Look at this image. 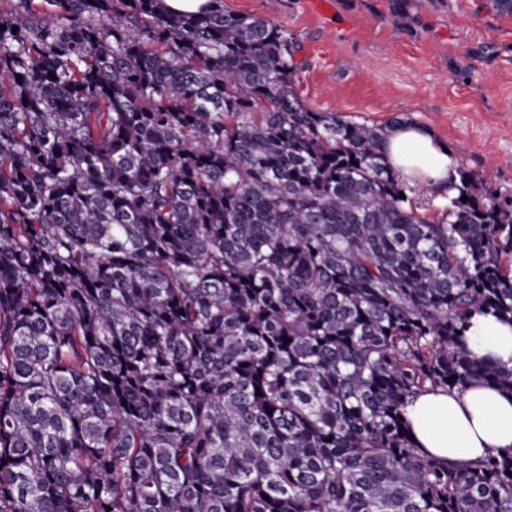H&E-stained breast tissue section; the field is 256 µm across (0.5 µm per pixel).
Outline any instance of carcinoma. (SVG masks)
<instances>
[{
    "instance_id": "1",
    "label": "carcinoma",
    "mask_w": 512,
    "mask_h": 512,
    "mask_svg": "<svg viewBox=\"0 0 512 512\" xmlns=\"http://www.w3.org/2000/svg\"><path fill=\"white\" fill-rule=\"evenodd\" d=\"M2 25L0 512H512V449L406 420L512 394L467 346L512 316V197L461 168L424 216L381 151L409 119L310 110L295 37L221 0ZM406 411L415 444L438 460L469 462L512 447V396L492 385L425 392Z\"/></svg>"
}]
</instances>
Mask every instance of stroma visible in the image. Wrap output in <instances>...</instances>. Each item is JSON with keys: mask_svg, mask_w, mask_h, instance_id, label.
Segmentation results:
<instances>
[{"mask_svg": "<svg viewBox=\"0 0 512 512\" xmlns=\"http://www.w3.org/2000/svg\"><path fill=\"white\" fill-rule=\"evenodd\" d=\"M292 33L295 90L316 112L382 125L406 117L459 164L512 195V16L493 0H223Z\"/></svg>", "mask_w": 512, "mask_h": 512, "instance_id": "obj_1", "label": "stroma"}]
</instances>
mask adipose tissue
Listing matches in <instances>:
<instances>
[{
	"label": "adipose tissue",
	"mask_w": 512,
	"mask_h": 512,
	"mask_svg": "<svg viewBox=\"0 0 512 512\" xmlns=\"http://www.w3.org/2000/svg\"><path fill=\"white\" fill-rule=\"evenodd\" d=\"M382 151L408 185H447L458 177V158L429 128L408 122L392 129ZM477 358L512 366V322L474 313L467 333ZM417 447L445 462H469L512 448V396L476 382L464 391L425 392L407 408Z\"/></svg>",
	"instance_id": "1"
}]
</instances>
